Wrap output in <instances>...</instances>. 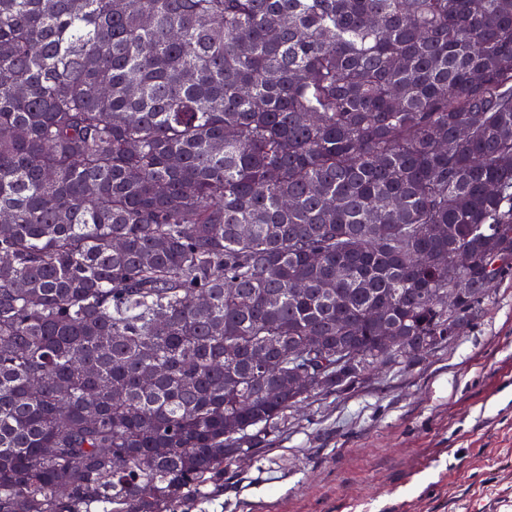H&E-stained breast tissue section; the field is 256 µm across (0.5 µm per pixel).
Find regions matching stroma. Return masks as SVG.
Instances as JSON below:
<instances>
[{
    "label": "stroma",
    "mask_w": 512,
    "mask_h": 512,
    "mask_svg": "<svg viewBox=\"0 0 512 512\" xmlns=\"http://www.w3.org/2000/svg\"><path fill=\"white\" fill-rule=\"evenodd\" d=\"M187 512H512V275L446 347L297 408Z\"/></svg>",
    "instance_id": "obj_1"
}]
</instances>
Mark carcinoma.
<instances>
[{
    "label": "carcinoma",
    "mask_w": 512,
    "mask_h": 512,
    "mask_svg": "<svg viewBox=\"0 0 512 512\" xmlns=\"http://www.w3.org/2000/svg\"><path fill=\"white\" fill-rule=\"evenodd\" d=\"M0 213V512H181L512 271V0H0ZM319 348L316 336H310L308 344L296 351V368L288 376V392L304 390L312 376L308 358Z\"/></svg>",
    "instance_id": "1"
}]
</instances>
